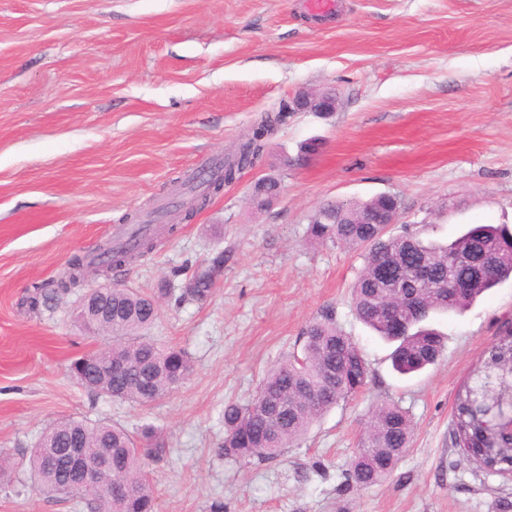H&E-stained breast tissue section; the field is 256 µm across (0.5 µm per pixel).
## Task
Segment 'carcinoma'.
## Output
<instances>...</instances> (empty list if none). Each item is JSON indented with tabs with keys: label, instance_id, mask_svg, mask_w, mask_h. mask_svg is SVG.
I'll return each instance as SVG.
<instances>
[{
	"label": "carcinoma",
	"instance_id": "cac0c4a2",
	"mask_svg": "<svg viewBox=\"0 0 512 512\" xmlns=\"http://www.w3.org/2000/svg\"><path fill=\"white\" fill-rule=\"evenodd\" d=\"M292 110L285 103L276 115L260 118L243 143L246 162L263 151L274 125ZM399 207L400 200L394 195L347 205L329 202L315 214L307 234L318 243H343L366 250L364 267L351 290L352 306L357 318L381 338L395 340L388 328L390 310H404L410 297L418 302L419 317L411 321L409 334L399 340L392 355L394 370L409 375L434 364L443 350L441 334L422 325L430 314L460 312L512 277V229L476 224L450 245L404 237L386 239L387 225L369 220ZM156 247L157 237L150 228L133 224L125 238L98 253L73 256L68 278L33 285V305L55 302L69 288L82 285L83 272L89 266L119 271ZM223 266L221 254L205 269L208 281L191 295L181 290L175 303L206 301ZM157 317L154 295L129 288L112 289V325H97L78 315L85 327L112 334V345L72 360L75 380L94 394L140 405H150L184 384L193 371L187 352L160 346L140 335ZM368 380L361 350L336 326L334 311L325 308L303 332L301 353L271 367L247 404L224 406L220 451L235 463L277 458L302 441L333 407L361 392ZM488 382L493 387L489 396L512 398V331L484 351L457 389L452 420L454 443L468 460L489 474L512 472V434L504 432L490 440L474 412V402L484 395ZM74 432L86 441L89 466H96L104 455L112 458V484L92 495L82 491L79 478L64 465V443ZM412 436L413 424L403 408L395 403L375 405L347 481L364 487L386 479L407 452ZM165 453L166 443L153 425L142 426L134 437L114 423L65 419L42 435L22 467L34 478L38 493L74 500L85 512H157L155 491L144 468L146 460L159 459Z\"/></svg>",
	"mask_w": 512,
	"mask_h": 512
}]
</instances>
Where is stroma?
I'll return each instance as SVG.
<instances>
[{"label":"stroma","instance_id":"obj_1","mask_svg":"<svg viewBox=\"0 0 512 512\" xmlns=\"http://www.w3.org/2000/svg\"><path fill=\"white\" fill-rule=\"evenodd\" d=\"M0 0V454L17 462L68 418L169 445L146 472L158 512H512V474L489 475L451 439L454 396L482 352L512 330V279L460 314L434 316L435 366L405 377L393 344L350 305L363 251L317 244L326 201L399 197L387 233L449 244L469 225L512 226V0ZM335 91V112H290L238 178L112 282L147 294L181 288L216 254L207 302H162L151 335L185 349L194 371L142 406L86 390L68 365L103 340L80 330L83 289L31 307L74 254L115 239L127 215L163 226L175 181L232 153L261 113ZM319 139V153L301 147ZM278 197L255 210V182ZM356 343L367 387L276 460H224L226 403H247L267 369L300 352L323 308ZM408 411L410 448L386 480L347 486L368 413ZM0 512H74L28 474L0 490Z\"/></svg>","mask_w":512,"mask_h":512}]
</instances>
